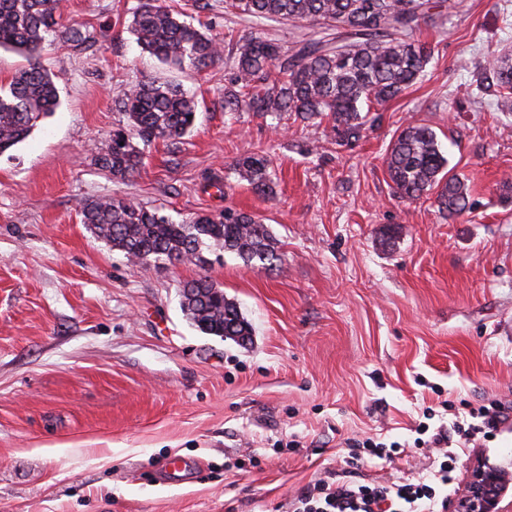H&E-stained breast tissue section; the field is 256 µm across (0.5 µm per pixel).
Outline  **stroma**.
<instances>
[{"instance_id":"stroma-1","label":"stroma","mask_w":512,"mask_h":512,"mask_svg":"<svg viewBox=\"0 0 512 512\" xmlns=\"http://www.w3.org/2000/svg\"><path fill=\"white\" fill-rule=\"evenodd\" d=\"M137 3L62 0L64 24L92 39L45 47L59 105L0 155V512H278L343 475L349 438L406 447L361 480L427 474L420 421L512 402V112L498 111L486 67L512 52V0L435 9L425 76L342 145L325 120L225 111L223 65L199 74L143 53L127 30ZM165 3L219 39L243 27L224 0ZM146 77L195 97L197 121L180 143L144 147L120 182L97 159L128 124L115 99ZM411 122L436 132L470 213L394 194L384 160ZM244 153L268 157L267 194L235 175ZM116 194L177 224L254 214L279 258L251 267L210 248L199 263L131 264L81 222L82 202ZM392 224L402 235L382 247ZM204 276L251 322V342L187 319L180 286ZM175 456L195 465L177 483L159 469ZM480 458L512 469V430L460 449L458 483Z\"/></svg>"}]
</instances>
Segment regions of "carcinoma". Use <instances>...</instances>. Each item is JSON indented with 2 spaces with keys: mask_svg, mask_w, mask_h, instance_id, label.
<instances>
[{
  "mask_svg": "<svg viewBox=\"0 0 512 512\" xmlns=\"http://www.w3.org/2000/svg\"><path fill=\"white\" fill-rule=\"evenodd\" d=\"M240 21L287 22L304 29L322 26L286 46L251 32L228 31L225 44L179 19L164 0H138L127 29L144 52L158 61L205 72L226 61L233 72L224 89V111L261 115L291 113L303 121L327 118L337 141L363 137L373 105L384 106L425 75L435 45L417 35L422 21L438 6L434 0H227ZM51 37L77 49L90 38L80 25H64L61 0H0V48L22 54L27 66L0 90V154L24 141L40 118L59 104L54 75L39 55ZM502 89L497 109L512 112V56L492 63ZM120 108L128 127L112 132L108 151L98 158L112 178L126 181L143 166L138 142L176 144L195 126L198 102L177 84L148 78L123 92ZM268 159L257 153L239 156L233 170L260 192L270 189ZM448 159L435 131L409 123L392 142L386 167L392 189L406 201L436 193L438 207L450 217L471 210L464 181L447 172ZM81 223L134 263L199 261L203 250L218 247L250 266H271L278 259L277 240L255 215L224 209L173 224L126 196L87 200ZM206 277L183 284L182 309L201 332L238 344L250 340L251 323L237 304L213 292Z\"/></svg>",
  "mask_w": 512,
  "mask_h": 512,
  "instance_id": "1",
  "label": "carcinoma"
}]
</instances>
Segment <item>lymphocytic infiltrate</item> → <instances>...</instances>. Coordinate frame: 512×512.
<instances>
[{
	"label": "lymphocytic infiltrate",
	"instance_id": "1",
	"mask_svg": "<svg viewBox=\"0 0 512 512\" xmlns=\"http://www.w3.org/2000/svg\"><path fill=\"white\" fill-rule=\"evenodd\" d=\"M511 423L512 404L491 401L446 428L419 424L417 432L425 436L426 447L438 451L429 477L377 484L321 479L289 500L288 512H446L444 489L454 479L456 449L470 447Z\"/></svg>",
	"mask_w": 512,
	"mask_h": 512
}]
</instances>
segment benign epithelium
<instances>
[{
	"label": "benign epithelium",
	"instance_id": "benign-epithelium-1",
	"mask_svg": "<svg viewBox=\"0 0 512 512\" xmlns=\"http://www.w3.org/2000/svg\"><path fill=\"white\" fill-rule=\"evenodd\" d=\"M512 488V472L478 462L467 475L464 491L454 500L451 512H502L501 503Z\"/></svg>",
	"mask_w": 512,
	"mask_h": 512
}]
</instances>
